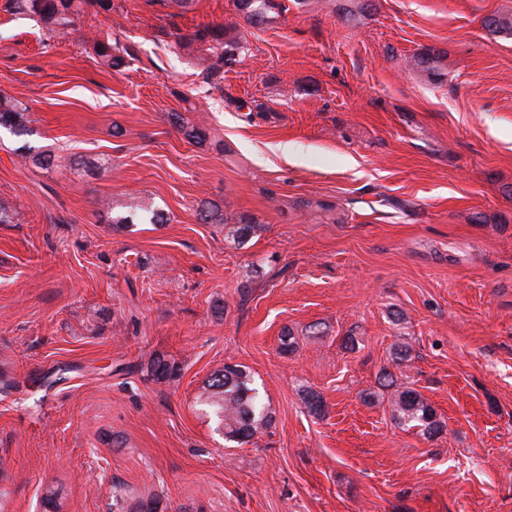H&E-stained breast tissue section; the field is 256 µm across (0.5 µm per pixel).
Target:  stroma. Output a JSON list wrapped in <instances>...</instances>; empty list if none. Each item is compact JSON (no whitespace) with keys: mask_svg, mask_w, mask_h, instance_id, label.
I'll return each mask as SVG.
<instances>
[{"mask_svg":"<svg viewBox=\"0 0 512 512\" xmlns=\"http://www.w3.org/2000/svg\"><path fill=\"white\" fill-rule=\"evenodd\" d=\"M6 2L0 98L33 123L0 128V512H113L116 484L159 512H512V37L482 24L512 0H277L260 26L112 0L55 35ZM207 25L242 44L218 84L216 43L178 42ZM227 364L272 416L242 445L197 402ZM386 370L442 434L395 423ZM445 55L442 52L435 50L423 51L413 58V65L415 68L426 73L431 79L440 78L442 73V62Z\"/></svg>","mask_w":512,"mask_h":512,"instance_id":"35a3bbf8","label":"stroma"}]
</instances>
